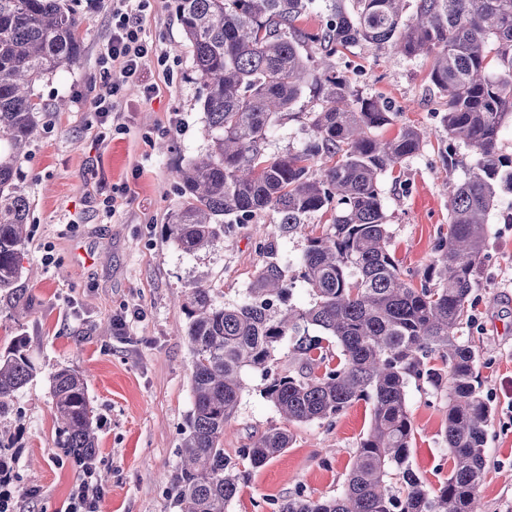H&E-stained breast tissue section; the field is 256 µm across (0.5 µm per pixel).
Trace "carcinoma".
Segmentation results:
<instances>
[{
    "mask_svg": "<svg viewBox=\"0 0 512 512\" xmlns=\"http://www.w3.org/2000/svg\"><path fill=\"white\" fill-rule=\"evenodd\" d=\"M172 9L203 85L209 147L177 170L184 200L169 216L167 238L194 255L213 246L224 225L245 224L261 210L274 211L278 222L274 231L256 227L267 261L242 302L225 306L207 285L178 299L188 318L193 404L167 487L170 506L229 512L241 463L260 467L280 455L290 443L288 425L331 423L365 400L369 427L344 492L322 499L299 489L271 501L272 512H482L490 407L462 328L489 215L499 194H512V167L504 168L498 148L512 119V0H172ZM316 9L323 14L316 29L297 26ZM84 22L74 0H0V294L28 309L36 298L17 284L30 209L15 184L17 160L39 127L34 85L81 58ZM357 44L431 58L429 81L444 98L448 139L477 155L467 178L448 182V235L418 288L390 249L378 184L418 153L425 134L405 125L392 138L375 137L393 112L358 96L360 70L338 72L332 63ZM308 90L319 100L307 113L308 140L296 151L267 154L275 121ZM329 210L331 223L306 237L294 266H282L277 238ZM298 282L308 290L304 305L292 302ZM283 347L286 371L277 368ZM30 348L29 337L17 336L0 353V422L36 370ZM249 371L262 377L264 397L285 426L229 455L224 429ZM413 380L448 396L451 466L436 489L409 463L415 432L406 389ZM51 396L55 446L94 462L99 424L83 374L56 370Z\"/></svg>",
    "mask_w": 512,
    "mask_h": 512,
    "instance_id": "carcinoma-1",
    "label": "carcinoma"
}]
</instances>
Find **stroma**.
<instances>
[{
	"mask_svg": "<svg viewBox=\"0 0 512 512\" xmlns=\"http://www.w3.org/2000/svg\"><path fill=\"white\" fill-rule=\"evenodd\" d=\"M170 3L152 0L142 20L145 39L168 57L167 67L151 60L144 67L159 91L147 99L139 86H126L113 126L100 129L83 106L100 84L97 56L112 31V0H81L83 56L34 87L40 131L17 164L16 184L31 202L19 285L38 306L30 312L0 297V351L15 336H30L37 369L11 426L15 512H60L76 478L54 444L49 376L62 367L84 374L100 419L102 512H172L165 490L192 405L187 318L177 298L202 283L217 288L221 303H239L266 261L253 227L275 224L270 210L257 213L253 224L228 225L221 240L193 256L164 234L182 202L175 172L208 146L203 87ZM333 63L343 72L362 66L360 96L391 106L394 122L378 136L392 137L402 124L427 132L420 152L379 183L394 257L421 283L435 242L448 233L445 182L463 180L477 156L450 140L440 122L429 59L357 45ZM315 103L304 96L294 114L276 123L269 154L304 144L306 114ZM109 198L116 201L110 217L103 210ZM511 206L512 195H503L489 216L486 257L463 328L477 351L476 374L491 408L479 488L483 512H512V224L505 219ZM120 314L129 322L122 335L112 326ZM262 388L260 375H249L226 426L225 453L281 425ZM407 404L415 428L412 467L429 487H439L450 467L443 439L447 398L412 383ZM369 420L368 404L358 401L333 423L291 425L283 453L262 467H243L229 512H271L268 500L300 489L315 498L340 494Z\"/></svg>",
	"mask_w": 512,
	"mask_h": 512,
	"instance_id": "35a3bbf8",
	"label": "stroma"
}]
</instances>
